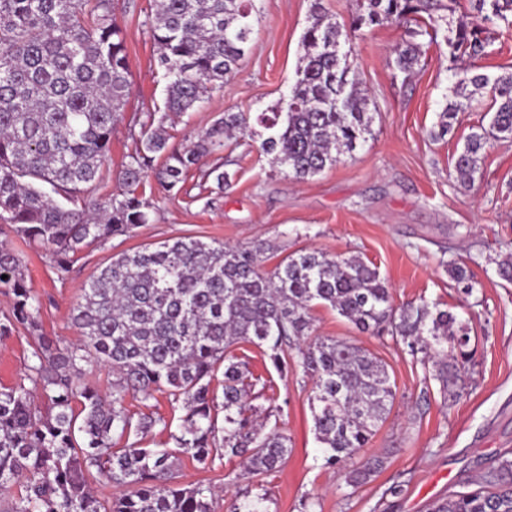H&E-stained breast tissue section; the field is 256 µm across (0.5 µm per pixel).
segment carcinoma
Instances as JSON below:
<instances>
[{
	"mask_svg": "<svg viewBox=\"0 0 512 512\" xmlns=\"http://www.w3.org/2000/svg\"><path fill=\"white\" fill-rule=\"evenodd\" d=\"M254 2L155 0L150 29L166 80L163 108L140 124L135 151L116 176L117 192L88 203L82 195L103 177L129 93L116 0H0V231L9 228L45 248L63 281L81 248L152 221L151 204L139 192L148 173L168 190L179 189L204 157L251 134L246 116L226 112L197 141L174 146L165 123L172 113L198 108L245 59ZM470 2L473 16L455 21L458 0H357L345 29L323 13L321 0H312L302 66L286 108L255 116L262 152L295 179L352 154L373 135L374 113L342 52L349 33L404 29L407 39L394 48L391 66L408 77L421 62V36L445 32L455 61L486 56L491 30L512 29V0ZM457 76L453 96L491 113L489 124L477 126L454 157L456 178L465 186L480 174L488 142L512 141V67L495 76H470L466 69ZM460 110L456 101L445 105L437 136L452 133ZM267 250L265 242L229 245L189 236L119 253L81 288L72 322L82 341L64 346L39 333L43 303L27 286L19 255L0 244V288L12 294L0 337L20 327L34 333L25 366L32 388L0 385V491L15 483L25 487L6 512H212V487L175 483L174 456L144 445V435L168 423L131 414L129 394L146 400L160 391L181 405V429L171 439L202 467L218 457L239 458L243 466L234 483L277 471L288 455V437L254 424L253 381L234 354L240 343L264 349L280 373L291 355L313 383V430L325 466L345 470L352 487L367 482L382 460L347 465L387 419L396 386L368 351L315 335L317 306L362 332L390 335L413 356L423 354L432 363L430 378L443 393L457 394L474 355L465 320L424 297L395 307L377 268L358 255L302 249L267 271ZM494 263L512 282V250ZM447 271L465 295H473L477 282L466 268L450 262ZM82 362L112 369L109 396L87 381ZM34 390L45 396L47 409L35 403ZM220 411L221 436L215 424ZM93 480L118 494L99 499L90 489ZM491 496L512 512V458L506 453L481 489L437 501L429 512H489ZM264 502L238 499L230 512H269Z\"/></svg>",
	"mask_w": 512,
	"mask_h": 512,
	"instance_id": "1",
	"label": "carcinoma"
}]
</instances>
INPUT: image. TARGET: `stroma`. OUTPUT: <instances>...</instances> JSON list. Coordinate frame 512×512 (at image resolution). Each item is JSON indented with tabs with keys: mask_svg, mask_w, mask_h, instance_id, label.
<instances>
[{
	"mask_svg": "<svg viewBox=\"0 0 512 512\" xmlns=\"http://www.w3.org/2000/svg\"><path fill=\"white\" fill-rule=\"evenodd\" d=\"M154 0H119L116 16L126 37L130 91L123 118L112 131L111 152L93 198L117 190L115 176L133 152L131 130L157 111L165 82L156 68L157 46L148 18ZM250 51L238 70L194 111L168 131L173 144L193 141L227 112H250L284 104L297 79L301 38L311 0H259ZM404 31L382 27L353 33L345 49L377 106L374 139L322 174L295 180L275 172L259 143L242 137L223 154L205 157L189 172L181 190L169 191L147 179L143 196L152 221L130 235L85 246L66 281H58L45 248L11 231L0 232L23 259L25 279L41 298V331L61 344L80 339L71 320L81 287L109 264L113 254L181 236L230 245L270 243L264 266L315 247L331 254L358 255L377 267L395 305L418 297L443 303L471 328L476 353L459 396L447 397L438 382H424L420 357L390 337L359 332L345 318L318 306V335L347 339L386 364L396 384L387 420L360 458L383 461L371 479L348 487L344 473L324 467L314 431L309 397L312 384L301 371L278 373L261 350L239 344L235 354L263 390L256 406L267 427L291 440L279 471L249 483L250 494L269 493L270 512H300L302 497L318 500L321 512H427L429 503L455 492L476 490L477 476L505 452H512V283L495 265L473 263L477 253L496 255L512 243V143L488 147L481 179L457 183L452 157L485 112L459 113L453 134L432 138L445 96L454 83L445 42L427 43L420 66L403 79L390 60ZM222 164L230 184L217 188L203 169ZM451 258L468 265L478 291L464 298L441 264ZM30 338L20 329L0 338V384L20 382ZM234 460L204 468L180 455L176 479L204 483L217 491L213 512H229L237 492L230 481Z\"/></svg>",
	"mask_w": 512,
	"mask_h": 512,
	"instance_id": "1",
	"label": "stroma"
}]
</instances>
